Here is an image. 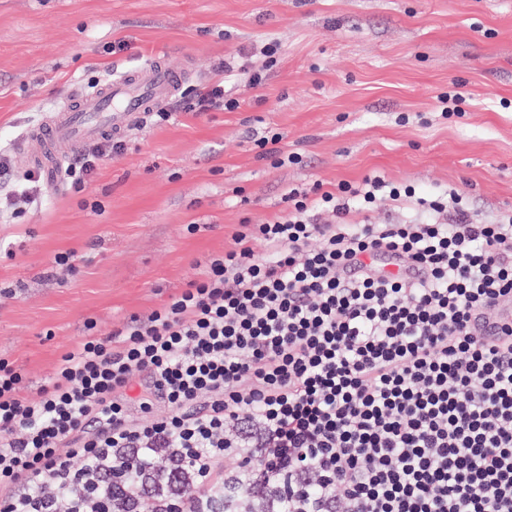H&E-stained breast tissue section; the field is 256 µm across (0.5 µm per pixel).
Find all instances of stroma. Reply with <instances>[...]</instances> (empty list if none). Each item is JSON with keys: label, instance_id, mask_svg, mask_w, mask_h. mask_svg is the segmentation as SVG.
I'll return each instance as SVG.
<instances>
[{"label": "stroma", "instance_id": "stroma-1", "mask_svg": "<svg viewBox=\"0 0 512 512\" xmlns=\"http://www.w3.org/2000/svg\"><path fill=\"white\" fill-rule=\"evenodd\" d=\"M157 52L189 73L169 119L131 128L84 188L0 216V289L15 291L0 298V358L28 396L87 322L108 333L169 302L238 224L284 214L288 189L376 173L422 195L454 187L478 223L512 214V0H0V154L14 175L16 141L70 86ZM218 82L235 109L187 110ZM275 133L277 166L254 145Z\"/></svg>", "mask_w": 512, "mask_h": 512}]
</instances>
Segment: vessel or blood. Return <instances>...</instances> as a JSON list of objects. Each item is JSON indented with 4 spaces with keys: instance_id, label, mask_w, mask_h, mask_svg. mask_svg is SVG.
I'll list each match as a JSON object with an SVG mask.
<instances>
[{
    "instance_id": "b4317fda",
    "label": "vessel or blood",
    "mask_w": 512,
    "mask_h": 512,
    "mask_svg": "<svg viewBox=\"0 0 512 512\" xmlns=\"http://www.w3.org/2000/svg\"><path fill=\"white\" fill-rule=\"evenodd\" d=\"M187 76L174 68L166 54H155L139 65L123 70L93 92L72 90L63 106L46 112L24 133L19 155L25 165L45 170L58 180L66 162L88 142L125 135L143 113L164 107L177 98ZM512 321V303L472 320L475 334L490 338Z\"/></svg>"
}]
</instances>
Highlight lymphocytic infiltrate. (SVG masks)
<instances>
[{"label":"lymphocytic infiltrate","mask_w":512,"mask_h":512,"mask_svg":"<svg viewBox=\"0 0 512 512\" xmlns=\"http://www.w3.org/2000/svg\"><path fill=\"white\" fill-rule=\"evenodd\" d=\"M403 224H356L380 200ZM146 318L88 331L37 397L0 358V512H173L247 492L273 512H512V215L373 174L289 189ZM397 272H387V265ZM511 321L512 303L508 302L491 315L486 313H478L475 315L472 319V327L475 334L485 338H492L504 322Z\"/></svg>","instance_id":"f902f5d3"}]
</instances>
